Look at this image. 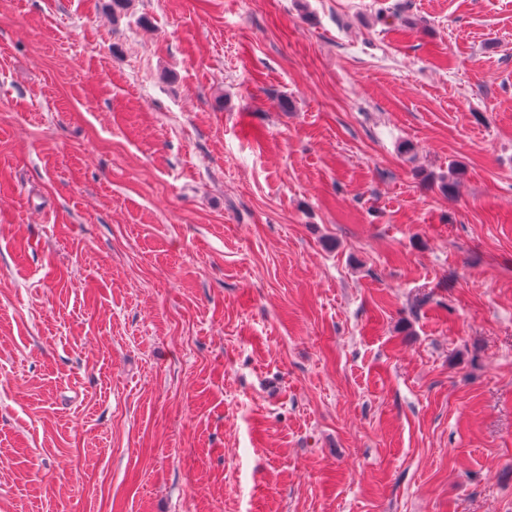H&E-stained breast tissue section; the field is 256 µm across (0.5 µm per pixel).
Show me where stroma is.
I'll list each match as a JSON object with an SVG mask.
<instances>
[{
	"instance_id": "stroma-1",
	"label": "stroma",
	"mask_w": 512,
	"mask_h": 512,
	"mask_svg": "<svg viewBox=\"0 0 512 512\" xmlns=\"http://www.w3.org/2000/svg\"><path fill=\"white\" fill-rule=\"evenodd\" d=\"M105 3L0 0V512H512V0Z\"/></svg>"
}]
</instances>
